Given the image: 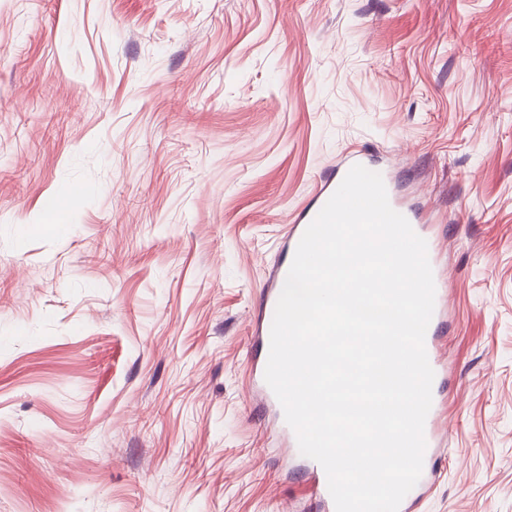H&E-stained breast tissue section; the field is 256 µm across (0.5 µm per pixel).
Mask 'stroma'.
Returning <instances> with one entry per match:
<instances>
[{"label": "stroma", "mask_w": 512, "mask_h": 512, "mask_svg": "<svg viewBox=\"0 0 512 512\" xmlns=\"http://www.w3.org/2000/svg\"><path fill=\"white\" fill-rule=\"evenodd\" d=\"M355 153L446 286L417 512H512V0H0V512H318L259 311ZM357 164H361L360 159L354 155L350 158L349 162L345 165L344 169L340 173L338 177H333L331 180L326 181L323 186L321 187L317 200H316V206L308 211L304 217L302 218V221L305 222L303 224H295L293 227V230L290 234V243L288 246V261L284 264H282L280 267H278L276 272V284L275 287H267L264 289V297L261 302V340L263 345L266 349V358L261 361V364L259 366V376L261 378L262 382V390L265 395V398L272 402L277 409L278 418L281 423V426L284 430L288 432V435L292 438V445L293 448H299L297 443L296 434L293 431L291 427H289L285 421L284 418V412L283 409L277 400L276 396L274 395L271 388L267 385L264 379L265 374V368L268 360L269 355V348H270V331L272 326V321L274 317L275 307L276 303L278 301V298L281 294V291L283 289L284 283L286 281L290 266L292 264L295 251L297 248V245L308 227V225L314 220V218L317 216V214L320 212L322 207L325 205V203L328 201V199L332 196V194L336 191L340 183L342 182L343 178L345 177L346 173L349 171V169ZM439 411V404L436 402V399L432 396V406L428 413L425 422V439H426V450L424 454V463L421 477L414 488L404 497L402 500L399 511L398 512H410L416 505L417 499H413V492L416 488L421 487L428 483V481L432 478L433 472L432 470L427 469V461L430 455V449L435 448L437 446V435H436V417Z\"/></svg>", "instance_id": "obj_1"}]
</instances>
